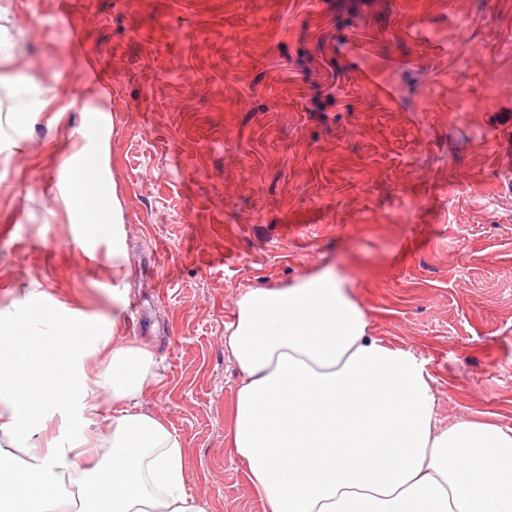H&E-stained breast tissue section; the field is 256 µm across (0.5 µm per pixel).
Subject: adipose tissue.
<instances>
[{
    "instance_id": "obj_1",
    "label": "adipose tissue",
    "mask_w": 512,
    "mask_h": 512,
    "mask_svg": "<svg viewBox=\"0 0 512 512\" xmlns=\"http://www.w3.org/2000/svg\"><path fill=\"white\" fill-rule=\"evenodd\" d=\"M11 21L0 7V85L16 97L17 142L32 158L37 125L69 130L47 195L81 226L80 247L111 224L118 286L111 318L93 324L57 299L0 306V512H207L186 490L182 437L140 406L162 378L122 314L132 271L104 111L94 92L69 94L30 63ZM352 293L323 268L235 303L224 345L240 380L224 446L263 512H512V429L441 423L424 361L374 336Z\"/></svg>"
}]
</instances>
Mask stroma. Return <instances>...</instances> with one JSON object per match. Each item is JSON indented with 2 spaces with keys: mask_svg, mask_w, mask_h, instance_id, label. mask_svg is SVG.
<instances>
[{
  "mask_svg": "<svg viewBox=\"0 0 512 512\" xmlns=\"http://www.w3.org/2000/svg\"><path fill=\"white\" fill-rule=\"evenodd\" d=\"M11 5L27 59L108 111L126 319L163 377L141 407L183 438L210 512H262L224 454L235 302L325 266L425 360L440 420L512 429V0ZM31 139L50 151L21 178L0 162V303L28 288L111 316V264L44 194L67 136Z\"/></svg>",
  "mask_w": 512,
  "mask_h": 512,
  "instance_id": "stroma-1",
  "label": "stroma"
}]
</instances>
